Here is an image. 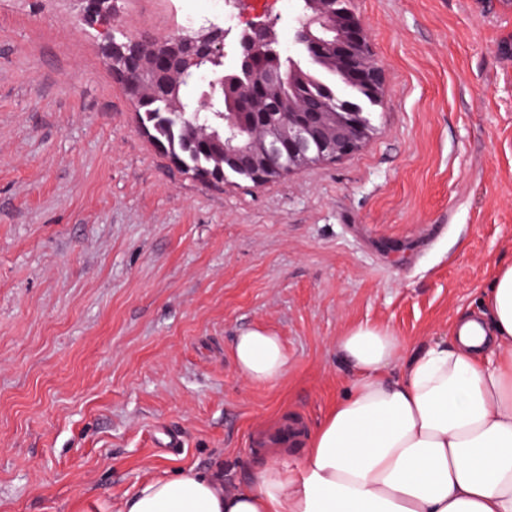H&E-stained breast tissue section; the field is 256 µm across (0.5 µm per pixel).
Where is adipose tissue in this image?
<instances>
[{
	"instance_id": "obj_1",
	"label": "adipose tissue",
	"mask_w": 512,
	"mask_h": 512,
	"mask_svg": "<svg viewBox=\"0 0 512 512\" xmlns=\"http://www.w3.org/2000/svg\"><path fill=\"white\" fill-rule=\"evenodd\" d=\"M481 314L416 351L359 324L336 338L353 382L296 445L271 448L234 488L183 471L126 495L121 512H512V263L497 265ZM239 373L270 384L288 371L279 336L233 346Z\"/></svg>"
}]
</instances>
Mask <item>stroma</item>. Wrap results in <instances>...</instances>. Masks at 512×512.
Returning a JSON list of instances; mask_svg holds the SVG:
<instances>
[{
	"instance_id": "1",
	"label": "stroma",
	"mask_w": 512,
	"mask_h": 512,
	"mask_svg": "<svg viewBox=\"0 0 512 512\" xmlns=\"http://www.w3.org/2000/svg\"><path fill=\"white\" fill-rule=\"evenodd\" d=\"M126 39L212 0H119ZM384 72L357 151L203 182L142 130L76 0H0V512H77L182 470H256L350 386L336 337L410 349L512 261V0H349ZM288 372L246 381L236 336ZM239 373L255 384H270L288 372V353L279 336L254 329L237 336L233 346Z\"/></svg>"
}]
</instances>
